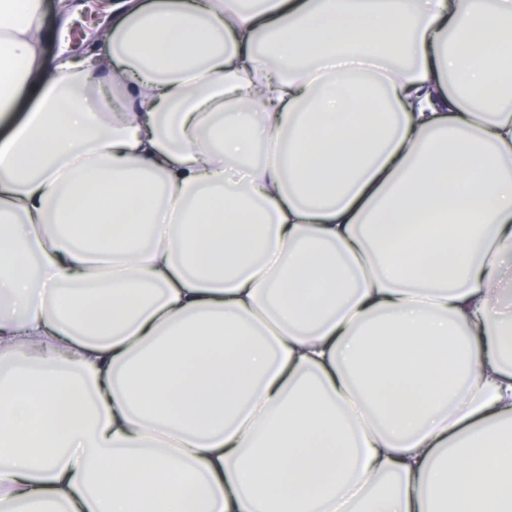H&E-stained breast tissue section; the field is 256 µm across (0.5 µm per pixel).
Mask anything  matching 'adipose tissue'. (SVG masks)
Wrapping results in <instances>:
<instances>
[{"instance_id":"ef3b65f1","label":"adipose tissue","mask_w":512,"mask_h":512,"mask_svg":"<svg viewBox=\"0 0 512 512\" xmlns=\"http://www.w3.org/2000/svg\"><path fill=\"white\" fill-rule=\"evenodd\" d=\"M0 0V512H512V0ZM44 2V26L46 30L49 32L48 39L44 46V55L47 61H51V59L58 53L59 47H64L68 49L69 54H78L79 51L76 49L79 48L81 53L85 52H93L99 46V40L93 38L92 31L81 43L78 42L76 44H69V42L64 41V35L66 33L67 27L71 24L72 21L79 18L80 13L78 12L70 22L64 27L63 21L57 17V11L54 8L55 0H43Z\"/></svg>"}]
</instances>
